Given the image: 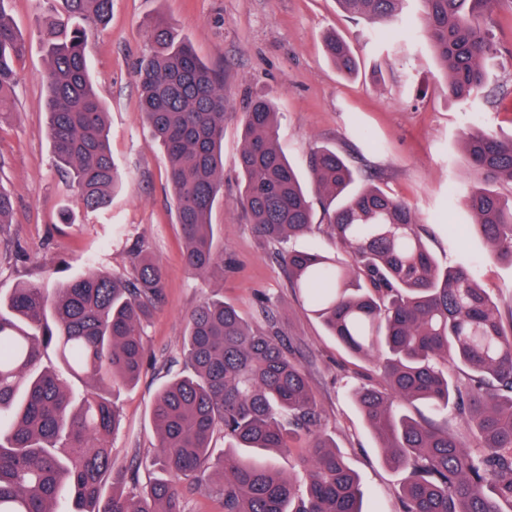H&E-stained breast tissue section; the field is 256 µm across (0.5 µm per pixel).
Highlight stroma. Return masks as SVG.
I'll list each match as a JSON object with an SVG mask.
<instances>
[{"label": "stroma", "instance_id": "35a3bbf8", "mask_svg": "<svg viewBox=\"0 0 512 512\" xmlns=\"http://www.w3.org/2000/svg\"><path fill=\"white\" fill-rule=\"evenodd\" d=\"M40 8V0H12L10 6L27 51L18 65L16 110L0 124V188L14 201L11 223L0 226V297L29 282L54 289L91 271L126 274L139 247L160 262L164 288L145 329L147 364L135 387L114 394L121 423L108 446L115 464H136L157 450L149 408L158 389L185 369L181 345L188 313L216 290L252 323L263 295L309 375L322 431L358 473L370 512H399L404 475L383 463L353 398L359 386L379 382V371L328 335L237 204L240 117L251 98L271 99L281 150L302 173L316 148H357L358 185H378L409 203L439 264L474 269L508 322L512 265L491 258L450 187L472 181L461 152L465 133L480 129L512 137V96L467 110L449 100L421 0H408L405 21L375 28L352 24L335 0H112L108 24L89 37L87 61L126 184L109 210L88 213L55 166L46 134L45 59L35 32ZM158 16L188 38L224 81V184L212 214L224 242V274L209 283L183 262L164 153L140 119L135 69L147 50L145 25ZM485 23L498 48L488 63L490 84L512 87V0H496ZM333 31L348 36L363 66L359 76L341 75L325 56L323 38ZM66 212L72 223H64Z\"/></svg>", "mask_w": 512, "mask_h": 512}]
</instances>
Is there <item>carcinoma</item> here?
Listing matches in <instances>:
<instances>
[{
	"mask_svg": "<svg viewBox=\"0 0 512 512\" xmlns=\"http://www.w3.org/2000/svg\"><path fill=\"white\" fill-rule=\"evenodd\" d=\"M0 0V120L13 111L16 63L26 42ZM349 18L369 24L403 19L406 0H336ZM426 32L445 76L448 99H487V61L497 52L482 25L493 0H422ZM64 15L39 17L46 67L42 83L47 136L87 212L112 201L118 171L106 112L86 61L88 25L101 24L112 0H62ZM139 64L140 113L165 151L183 258L198 278L223 274L212 212L224 180L221 75L161 17L147 24ZM325 53L339 73L361 64L336 34ZM463 149L478 183L462 188L472 226L496 259L512 264V138L466 133ZM239 204L247 223L292 288L304 291L337 342L380 367L384 383L355 391L379 440L384 464L405 472L402 512H512V325L467 267H443L426 244L418 216L377 186H355L347 156L322 147L308 159L324 208L326 233L345 253L329 257L287 249L314 231L312 202L297 169L278 146V113L255 97L242 119L236 158ZM162 297V270L145 251L128 274L89 273L48 292L22 285L0 299V512H187L178 482L204 487L222 512H367L358 475L320 426L316 393L283 337L269 301L252 328L224 297L212 294L190 312L183 355L190 371L168 379L152 408L158 451L152 476L114 466L106 439L119 426L111 395L76 401L52 370L38 369L48 347L82 380L120 389L135 385L147 361L144 323ZM419 402L453 406L473 434L404 412ZM224 433L225 449L212 445ZM303 434L306 472L297 484L240 448L292 451ZM112 480V493L104 480Z\"/></svg>",
	"mask_w": 512,
	"mask_h": 512,
	"instance_id": "obj_1",
	"label": "carcinoma"
}]
</instances>
